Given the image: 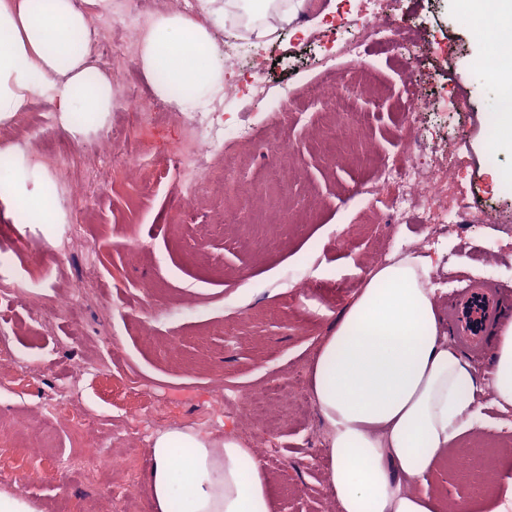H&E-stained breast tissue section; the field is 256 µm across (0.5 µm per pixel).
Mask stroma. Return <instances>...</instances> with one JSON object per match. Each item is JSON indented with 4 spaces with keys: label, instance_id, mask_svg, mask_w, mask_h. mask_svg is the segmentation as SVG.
<instances>
[{
    "label": "stroma",
    "instance_id": "1",
    "mask_svg": "<svg viewBox=\"0 0 512 512\" xmlns=\"http://www.w3.org/2000/svg\"><path fill=\"white\" fill-rule=\"evenodd\" d=\"M314 11L330 10L329 27L308 36L283 29L258 48L235 36L230 22L214 19L217 44L237 51L236 80L257 56L268 66L271 92L264 98L224 104V139L240 160L236 176L252 188V211L274 190L283 214L277 236H244L225 221L238 201L223 194L193 205L182 218L177 189L169 178L134 197L138 182L113 159L114 150L136 152L149 145L166 152L183 134L170 113L138 128L140 101L155 91L137 64L136 53L115 58L116 107L107 124L75 143L54 117L51 97L37 98L14 136L29 153L45 143L66 145L69 154L49 170L56 176L64 210L79 207L88 218L80 227L60 224L54 237L27 225L28 243L13 252L0 238V273L22 287L18 298L0 299V333L29 362L26 369L0 367L8 375L0 389V445L13 479L45 512H153L149 493L117 502L113 486L126 480L128 457L135 479L145 484L148 442L172 425H195L216 435L234 430L255 449H266L277 512H337L326 483L325 432L315 407L289 412L274 435L248 433L235 411L219 407L214 394L227 385L239 398L273 376L291 373L310 381V366L323 336L361 288L379 253L426 252L436 262L431 283L439 319L460 290L484 284L512 298V192L494 188L487 163L512 169V151L488 155L484 121L492 112H512V97L491 82L477 64L487 46L477 29L456 10L454 0H385L393 25L386 44L352 58L342 52L358 35L359 0H312ZM435 53H426V46ZM360 71L376 87L355 99L359 127L370 146L367 159L352 155L345 142L350 121L309 100L307 85L332 82ZM429 101L419 124L433 149L434 165L448 168L449 199H465L472 210L491 211L492 224H465L455 215L425 224L418 215L397 221L382 197L364 195L379 163L401 164L402 107L408 94ZM290 102L285 151L272 149L280 105ZM335 124V137L323 129ZM248 128L249 137L237 131ZM96 268V300L77 317L57 316L54 305L67 290L82 287ZM153 283L145 292L144 283ZM44 298L50 329L31 318L30 300ZM178 340L170 353V340ZM482 383L477 400L483 428L462 435L446 463L423 490L441 499L444 512H496L493 491L512 468V409L492 402L488 370L470 364ZM80 373L74 408L95 416L90 445L78 446L44 406L45 397ZM142 380L127 389L128 376ZM142 416L138 441L124 432L127 420ZM54 460L35 466L30 448ZM114 464L98 468L99 455ZM489 458V468L459 472L460 457Z\"/></svg>",
    "mask_w": 512,
    "mask_h": 512
}]
</instances>
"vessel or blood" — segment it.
<instances>
[{
	"label": "vessel or blood",
	"mask_w": 512,
	"mask_h": 512,
	"mask_svg": "<svg viewBox=\"0 0 512 512\" xmlns=\"http://www.w3.org/2000/svg\"><path fill=\"white\" fill-rule=\"evenodd\" d=\"M505 307L494 289L473 285L463 289L448 303V328L461 344L483 352L486 337Z\"/></svg>",
	"instance_id": "b4317fda"
}]
</instances>
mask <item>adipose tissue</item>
<instances>
[{"instance_id":"ef3b65f1","label":"adipose tissue","mask_w":512,"mask_h":512,"mask_svg":"<svg viewBox=\"0 0 512 512\" xmlns=\"http://www.w3.org/2000/svg\"><path fill=\"white\" fill-rule=\"evenodd\" d=\"M304 3L199 0V18L160 13L138 64L169 106L196 111L216 97L224 76L211 15L224 14L260 46L292 26ZM456 3L488 42L480 60L487 75L512 90V0ZM90 43L88 15L76 0H0V127L14 126L33 97L49 95L73 139L102 129L113 83L92 61ZM0 202L18 224L65 221L55 179L14 141L0 143ZM432 268L420 253L376 266L314 357L310 389L327 430L326 478L338 512H439L413 484L481 425L476 382L439 335ZM489 386L500 407H512V323L496 337ZM147 454L154 512H275L262 458L233 431L217 437L173 425L151 437Z\"/></svg>"}]
</instances>
